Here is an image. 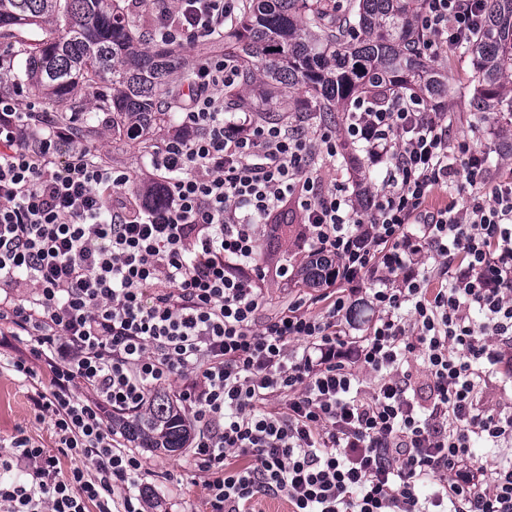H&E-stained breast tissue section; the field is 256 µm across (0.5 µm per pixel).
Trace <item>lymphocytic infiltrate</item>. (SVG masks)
Wrapping results in <instances>:
<instances>
[{
	"instance_id": "obj_1",
	"label": "lymphocytic infiltrate",
	"mask_w": 512,
	"mask_h": 512,
	"mask_svg": "<svg viewBox=\"0 0 512 512\" xmlns=\"http://www.w3.org/2000/svg\"><path fill=\"white\" fill-rule=\"evenodd\" d=\"M482 5L425 0L424 53L474 34ZM236 8L178 0L151 37L213 41ZM239 78L220 54L194 64L152 156L158 205L74 126L0 96V350L55 434L0 454V512H168L114 422L174 382L209 512H512V176L473 146L484 123L451 138L402 92L353 99L339 134L263 122L225 113ZM340 137L379 169L373 195L332 168ZM292 213L330 290L266 320L291 275L261 245ZM69 455L91 470L62 473Z\"/></svg>"
}]
</instances>
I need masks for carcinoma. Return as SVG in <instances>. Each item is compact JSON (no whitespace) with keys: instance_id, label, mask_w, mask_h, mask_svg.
<instances>
[{"instance_id":"obj_1","label":"carcinoma","mask_w":512,"mask_h":512,"mask_svg":"<svg viewBox=\"0 0 512 512\" xmlns=\"http://www.w3.org/2000/svg\"><path fill=\"white\" fill-rule=\"evenodd\" d=\"M425 0H241L224 31V53L241 66L243 81L224 97L237 108L255 92L265 111L278 96L315 95L312 112L331 125L347 102L379 87L409 90L430 107L448 92V72L421 52L417 19ZM484 20L464 43L477 85L469 111L487 121L512 116V0H484ZM143 24L114 0H0V40L20 45L21 67L0 71V90L25 87L44 100L60 123L96 135L97 113L112 116V133L150 155L156 133L187 80L173 49L138 44ZM122 430L143 448L176 451L188 438L186 419L166 394Z\"/></svg>"}]
</instances>
